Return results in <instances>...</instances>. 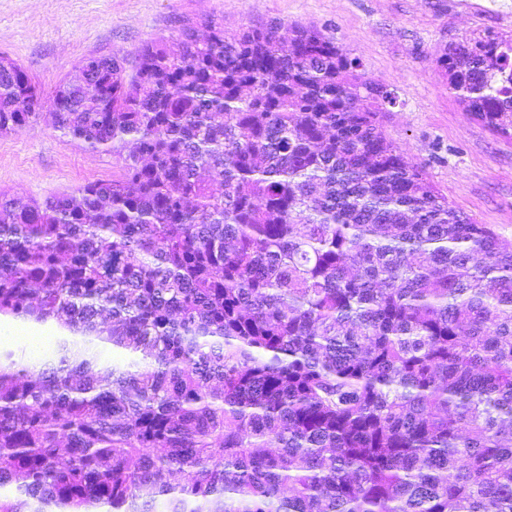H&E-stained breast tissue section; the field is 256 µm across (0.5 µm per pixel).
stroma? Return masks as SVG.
Segmentation results:
<instances>
[{"mask_svg": "<svg viewBox=\"0 0 512 512\" xmlns=\"http://www.w3.org/2000/svg\"><path fill=\"white\" fill-rule=\"evenodd\" d=\"M206 18L228 31L300 24L333 38L395 93L383 135L449 203L512 241V140L464 111L435 61L472 34L512 35V0H0V54L48 95L86 55L118 51L131 69L147 43ZM112 163L41 122L0 137V194L42 200L111 178ZM0 348L39 365L56 359L53 342L15 322H0Z\"/></svg>", "mask_w": 512, "mask_h": 512, "instance_id": "1", "label": "stroma"}]
</instances>
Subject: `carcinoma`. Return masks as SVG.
Segmentation results:
<instances>
[{
	"mask_svg": "<svg viewBox=\"0 0 512 512\" xmlns=\"http://www.w3.org/2000/svg\"><path fill=\"white\" fill-rule=\"evenodd\" d=\"M436 64L512 138V36ZM359 68L311 27L185 20L45 114L0 56L1 137L44 118L115 159L0 195V320L59 331L52 367L0 351V512H512V244Z\"/></svg>",
	"mask_w": 512,
	"mask_h": 512,
	"instance_id": "carcinoma-1",
	"label": "carcinoma"
}]
</instances>
